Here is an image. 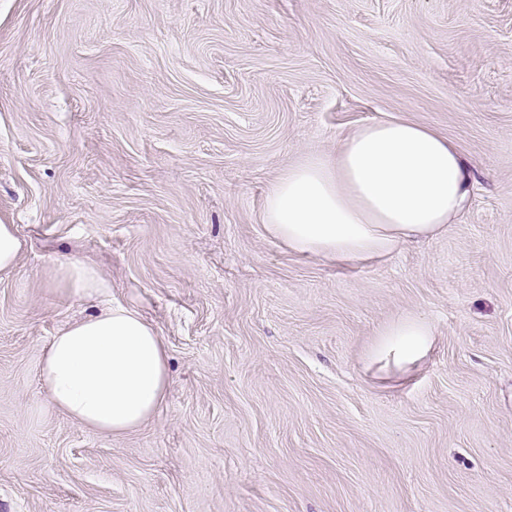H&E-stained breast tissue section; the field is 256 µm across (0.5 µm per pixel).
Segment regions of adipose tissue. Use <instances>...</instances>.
Here are the masks:
<instances>
[{"label": "adipose tissue", "mask_w": 512, "mask_h": 512, "mask_svg": "<svg viewBox=\"0 0 512 512\" xmlns=\"http://www.w3.org/2000/svg\"><path fill=\"white\" fill-rule=\"evenodd\" d=\"M473 186L470 166L448 138L408 120L373 121L354 129L335 152L306 158L282 174L265 198V229L300 255L370 262L447 230L468 208ZM54 276L78 298L109 286L86 262L61 264ZM434 344L429 320L404 316L381 331L368 366L375 377L400 379L424 363ZM40 379L70 420L111 436L153 418L170 386L158 330L122 305L53 336Z\"/></svg>", "instance_id": "1"}]
</instances>
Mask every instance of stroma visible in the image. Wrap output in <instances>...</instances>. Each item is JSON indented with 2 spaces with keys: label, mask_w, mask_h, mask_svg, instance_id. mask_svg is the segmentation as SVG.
<instances>
[{
  "label": "stroma",
  "mask_w": 512,
  "mask_h": 512,
  "mask_svg": "<svg viewBox=\"0 0 512 512\" xmlns=\"http://www.w3.org/2000/svg\"><path fill=\"white\" fill-rule=\"evenodd\" d=\"M394 118L470 163L458 223L356 265L267 235L281 174ZM0 224V512H512V0H0ZM112 304L171 374L116 438L38 376ZM405 315L428 360L372 377ZM26 247L13 224H0V273L12 271ZM56 280L62 283L73 297L86 298L105 293L110 288L100 271L87 262H68L59 265L55 271ZM368 362L378 378L400 379L412 374L426 360L435 344V329L422 316L397 319L379 334Z\"/></svg>",
  "instance_id": "obj_1"
}]
</instances>
